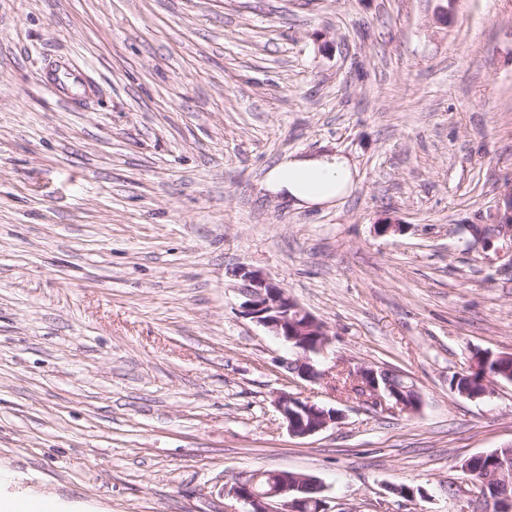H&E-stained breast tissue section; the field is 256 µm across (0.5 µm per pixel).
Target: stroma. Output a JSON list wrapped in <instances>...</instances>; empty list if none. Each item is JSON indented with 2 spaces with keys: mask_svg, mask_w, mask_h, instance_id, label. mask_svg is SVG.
Returning <instances> with one entry per match:
<instances>
[{
  "mask_svg": "<svg viewBox=\"0 0 512 512\" xmlns=\"http://www.w3.org/2000/svg\"><path fill=\"white\" fill-rule=\"evenodd\" d=\"M59 64L90 102L61 104ZM328 152L336 201L263 190ZM511 184L512 0H0V492L236 512L225 482L279 470L329 512H486L463 465L512 443V385L448 380L512 352V266L469 244ZM243 265L420 411L289 382ZM280 391L344 418L291 437ZM477 354H479V355H477ZM480 357L487 360V363H486V366H485L486 374L484 376L483 381L481 382V385L483 387L482 391L479 394H477V395L470 394V392L467 391V390H461L459 392V394L461 396L467 397L469 399L483 398V397L492 395L494 392H493V388L491 387V385L499 384L501 382V381H497V380L493 379L487 373V365H488V363L490 362V360L493 357H495L496 359H511L512 360V354L511 353L510 354H503V353L500 354V353H494V352L488 351V350L476 351L473 354V357H472V360H471V366H470L471 371H477L478 370V361H479Z\"/></svg>",
  "mask_w": 512,
  "mask_h": 512,
  "instance_id": "1",
  "label": "stroma"
}]
</instances>
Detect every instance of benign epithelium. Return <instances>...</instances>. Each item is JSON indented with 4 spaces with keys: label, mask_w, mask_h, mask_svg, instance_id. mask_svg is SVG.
Instances as JSON below:
<instances>
[{
    "label": "benign epithelium",
    "mask_w": 512,
    "mask_h": 512,
    "mask_svg": "<svg viewBox=\"0 0 512 512\" xmlns=\"http://www.w3.org/2000/svg\"><path fill=\"white\" fill-rule=\"evenodd\" d=\"M493 221L500 228L512 231V188L505 194L504 206L498 208ZM234 277L240 281L241 313L295 351V358L283 362L288 372L308 382L327 377L329 372L317 367V357L325 353L329 344L324 324L262 271L240 266L234 271ZM387 371L389 368L384 366H361L353 372V377L362 388V396L373 405L386 409L388 400L393 399L392 410L413 412L409 400L393 393ZM274 404L292 437L316 435L342 418L341 411L315 403L299 393L281 392L276 395ZM465 470L480 497L488 501L491 495L498 493V487L512 483V470L504 465H490L482 472L469 466ZM262 477V472L240 473L232 482L224 484V496L249 506L247 512H301L306 502L302 493L311 477L275 472L271 474L269 489L259 491L257 484Z\"/></svg>",
    "instance_id": "benign-epithelium-1"
}]
</instances>
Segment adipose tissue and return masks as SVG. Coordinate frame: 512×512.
<instances>
[{"label":"adipose tissue","instance_id":"1","mask_svg":"<svg viewBox=\"0 0 512 512\" xmlns=\"http://www.w3.org/2000/svg\"><path fill=\"white\" fill-rule=\"evenodd\" d=\"M351 181L347 160L328 153L314 158L283 157L265 173L262 187L291 199L296 206L309 207L336 200Z\"/></svg>","mask_w":512,"mask_h":512}]
</instances>
